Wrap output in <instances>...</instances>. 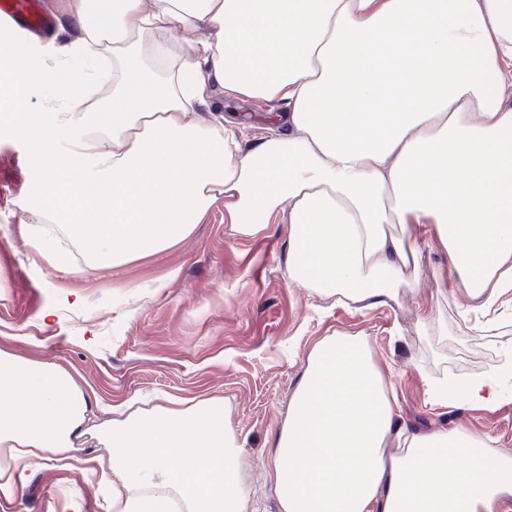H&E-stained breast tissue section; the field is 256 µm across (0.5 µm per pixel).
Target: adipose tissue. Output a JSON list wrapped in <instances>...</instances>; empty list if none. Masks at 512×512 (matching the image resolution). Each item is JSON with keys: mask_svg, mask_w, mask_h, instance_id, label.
I'll return each instance as SVG.
<instances>
[{"mask_svg": "<svg viewBox=\"0 0 512 512\" xmlns=\"http://www.w3.org/2000/svg\"><path fill=\"white\" fill-rule=\"evenodd\" d=\"M67 58L112 60L78 96L14 129L31 144L33 240L54 224L98 267L166 251L216 205L240 237L287 214L288 279L339 303L398 300L427 239L434 273L491 305L512 288V0H64ZM207 29L187 45L183 35ZM63 68L0 53V118ZM282 102L274 132L243 147L206 92ZM80 135H73V128ZM71 138L70 153L57 149ZM512 362L438 378L443 402L493 408ZM67 368L0 346V505L79 439L107 448L85 479L108 512H248L239 445L209 399L128 401L95 423ZM268 478L281 512H502L512 456L461 426L414 433L363 336L313 347Z\"/></svg>", "mask_w": 512, "mask_h": 512, "instance_id": "1", "label": "adipose tissue"}]
</instances>
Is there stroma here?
I'll return each mask as SVG.
<instances>
[{"label": "stroma", "mask_w": 512, "mask_h": 512, "mask_svg": "<svg viewBox=\"0 0 512 512\" xmlns=\"http://www.w3.org/2000/svg\"><path fill=\"white\" fill-rule=\"evenodd\" d=\"M209 99L238 120L247 147L268 136L270 114L285 109L220 88ZM27 154L26 140L0 122V343L77 372L98 398L97 421L111 419L112 404L139 395L215 399L241 445L242 477L253 491L249 512H280L265 472L310 352L325 336L363 335L393 376L395 411L408 430L458 425L512 454V402L478 409L439 405L433 394L435 376L483 375L503 359L512 288L487 312L461 287L438 296L433 272L448 257L428 244L419 284L400 304L334 306L289 282L287 216L239 238L229 234L220 205L168 251L119 267L89 269L81 257L55 265L28 235ZM422 303L447 319V335L424 334ZM0 512H106L105 492L47 470Z\"/></svg>", "instance_id": "stroma-1"}]
</instances>
